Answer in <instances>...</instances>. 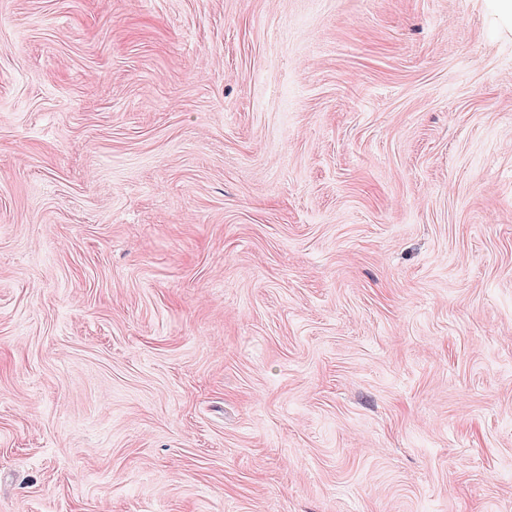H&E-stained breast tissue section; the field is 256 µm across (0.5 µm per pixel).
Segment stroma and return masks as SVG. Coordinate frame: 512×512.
<instances>
[{"instance_id":"1","label":"stroma","mask_w":512,"mask_h":512,"mask_svg":"<svg viewBox=\"0 0 512 512\" xmlns=\"http://www.w3.org/2000/svg\"><path fill=\"white\" fill-rule=\"evenodd\" d=\"M0 512H512L500 0H0Z\"/></svg>"}]
</instances>
